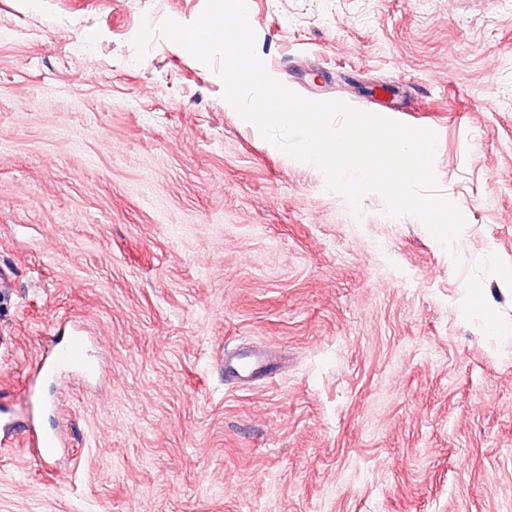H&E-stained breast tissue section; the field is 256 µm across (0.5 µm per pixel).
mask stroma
I'll return each instance as SVG.
<instances>
[{"label": "stroma", "mask_w": 512, "mask_h": 512, "mask_svg": "<svg viewBox=\"0 0 512 512\" xmlns=\"http://www.w3.org/2000/svg\"><path fill=\"white\" fill-rule=\"evenodd\" d=\"M205 0H0V409L73 325L104 374L45 379L53 470L0 445V512H512V0H248L299 95L437 135L446 250L361 217L143 20ZM282 361L241 384L225 347Z\"/></svg>", "instance_id": "1"}]
</instances>
